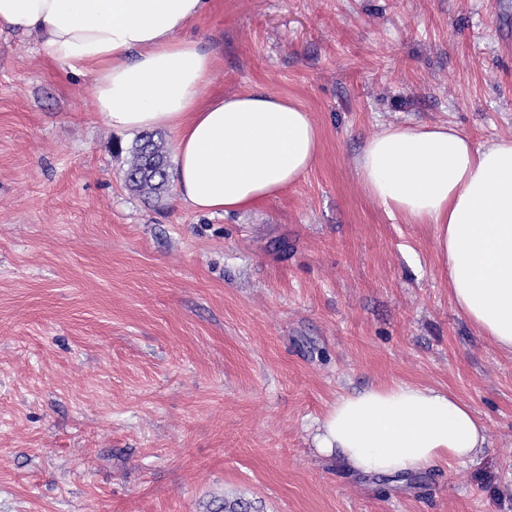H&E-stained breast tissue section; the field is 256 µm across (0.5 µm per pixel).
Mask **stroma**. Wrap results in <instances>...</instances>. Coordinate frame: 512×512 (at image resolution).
<instances>
[{
	"mask_svg": "<svg viewBox=\"0 0 512 512\" xmlns=\"http://www.w3.org/2000/svg\"><path fill=\"white\" fill-rule=\"evenodd\" d=\"M184 35L219 52L205 96L322 130L250 212L132 191L89 77L0 32V512H512V356L355 170L390 124L512 136V0H209ZM399 382L453 391L486 448L420 486L316 452L340 395Z\"/></svg>",
	"mask_w": 512,
	"mask_h": 512,
	"instance_id": "35a3bbf8",
	"label": "stroma"
}]
</instances>
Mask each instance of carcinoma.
<instances>
[{"label": "carcinoma", "mask_w": 512, "mask_h": 512, "mask_svg": "<svg viewBox=\"0 0 512 512\" xmlns=\"http://www.w3.org/2000/svg\"><path fill=\"white\" fill-rule=\"evenodd\" d=\"M168 156L162 137L145 132L137 137L123 176L127 186L138 193L160 195L168 187Z\"/></svg>", "instance_id": "1"}]
</instances>
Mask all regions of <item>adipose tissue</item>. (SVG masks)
<instances>
[{"instance_id":"ef3b65f1","label":"adipose tissue","mask_w":512,"mask_h":512,"mask_svg":"<svg viewBox=\"0 0 512 512\" xmlns=\"http://www.w3.org/2000/svg\"><path fill=\"white\" fill-rule=\"evenodd\" d=\"M207 0H0V25L89 75L96 112L113 128L175 137L181 202L209 215L248 212L314 167L321 129L272 93L203 100L215 53L183 32ZM370 197L407 224L435 228L457 312L512 355V137L477 143L448 123L390 125L356 159ZM317 452L367 474L427 471L477 456L487 428L448 390L410 383L337 398L313 433Z\"/></svg>"}]
</instances>
